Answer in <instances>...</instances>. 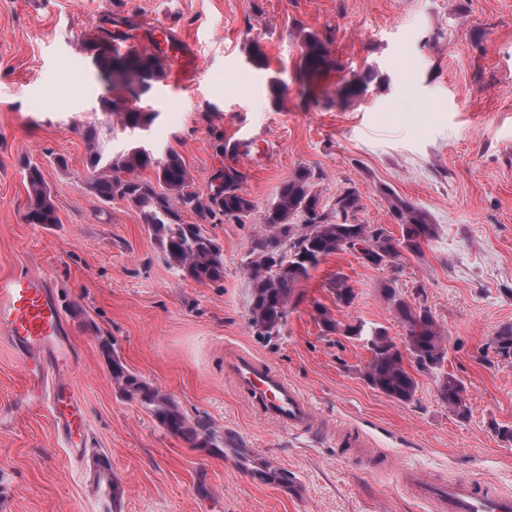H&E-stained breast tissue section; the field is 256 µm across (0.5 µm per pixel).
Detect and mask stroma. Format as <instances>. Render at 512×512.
Returning a JSON list of instances; mask_svg holds the SVG:
<instances>
[{"mask_svg":"<svg viewBox=\"0 0 512 512\" xmlns=\"http://www.w3.org/2000/svg\"><path fill=\"white\" fill-rule=\"evenodd\" d=\"M105 11L128 37L165 23L199 47L192 92L158 83L143 99L159 113L148 133L154 150L180 155L207 193L224 174L225 142L250 147L236 158L255 205L246 223L184 216L220 244L223 281L178 276L134 208L103 205L88 189L83 132L115 120L102 107L112 86L87 50ZM302 28L328 40L339 63L325 90L377 71L363 98L306 101ZM255 40L267 68L248 58ZM275 80L288 87L280 109ZM29 160L42 167L59 223L23 219ZM301 166L320 172L324 199L356 188L359 222L397 231L387 186L425 210L437 233L394 268L347 251L325 257L297 285L283 335L268 343L247 325L244 262L267 206ZM27 271L48 278L71 335L85 432L69 452L49 409L21 407L32 364L0 336V512H101L99 453L122 488L115 512H433L399 483L401 468L512 492V442L494 431L512 427V364L485 352L512 323V0H0V275ZM339 273L356 292L347 308L329 288ZM391 279L441 324L444 369L466 387L468 418L438 401L428 373H417L414 401H392L362 378L364 339L321 332L318 303L402 341L380 293ZM104 336L187 415L209 418L287 471L288 486L253 480L232 451L189 448L121 398L100 353ZM241 350L302 391L316 432L283 429L236 390L228 363ZM362 434L374 453L349 445Z\"/></svg>","mask_w":512,"mask_h":512,"instance_id":"obj_1","label":"stroma"}]
</instances>
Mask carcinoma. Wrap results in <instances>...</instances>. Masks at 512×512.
Instances as JSON below:
<instances>
[{"label": "carcinoma", "instance_id": "cac0c4a2", "mask_svg": "<svg viewBox=\"0 0 512 512\" xmlns=\"http://www.w3.org/2000/svg\"><path fill=\"white\" fill-rule=\"evenodd\" d=\"M301 57L299 76L308 96L319 101L324 93L314 81L339 68L328 42L315 32L300 30ZM89 52L105 74L128 63L121 77L112 80V99L106 110L117 116V124L108 135L126 140L127 148L116 158L99 146L100 132L87 127L84 136L98 144L88 156L91 169L90 189L104 204L125 201L140 212L143 224L159 243L166 264L185 279L200 284L224 280V255L219 243L206 235L199 224H190L185 213L198 216L220 211L224 217L241 224L254 209L244 192L246 174L234 166L224 167L223 185L204 194L194 186L183 159L174 152L158 153L148 147L146 132L157 117L139 105L142 97L159 81L165 65L156 54L121 53L107 43L92 41ZM373 80L372 71L354 73L336 87V98L357 99ZM151 169L155 180L139 173ZM320 174L302 166L279 187L263 218V232L256 234L246 257L249 274L247 322L253 334L270 341L282 335L288 321L289 305L295 286L309 275L321 259L339 252L356 254L366 266H391L407 251L421 252L422 244L437 232L428 213L401 198L392 189H382L389 200L390 212L400 231L394 235L381 224H362L356 214L362 209L356 189L347 187L336 194L332 206L322 203L316 189ZM27 200L24 221L28 224H59L60 217L43 172L35 163L23 168ZM336 305L349 307L356 297L348 278L338 274L330 283ZM380 292L406 331L398 345L384 329L370 332L371 359L362 372L373 389L399 403H408L417 392V381L405 368L411 362L420 372L436 375L440 403L459 418L469 414L466 387L456 376L441 372L448 349L442 328L429 307L412 302L390 280ZM318 324L327 335L346 338L362 335L364 325L343 323L324 306H316ZM487 348L502 362L512 364V323L501 326L487 342ZM100 352L110 369L112 382L120 396L137 402L167 433L182 439L189 447L224 453L223 447L235 440L220 434L204 416L188 417L173 398L143 376L131 371L113 347L112 341H100ZM96 487L111 498L114 483L112 466L104 454L95 457ZM254 480L265 485L288 486V474L269 461L252 462L245 467Z\"/></svg>", "mask_w": 512, "mask_h": 512}]
</instances>
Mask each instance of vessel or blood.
<instances>
[{
    "mask_svg": "<svg viewBox=\"0 0 512 512\" xmlns=\"http://www.w3.org/2000/svg\"><path fill=\"white\" fill-rule=\"evenodd\" d=\"M151 38H167L171 48L170 67L165 70V85L178 90L192 86L199 72L194 47L170 28L148 26ZM0 334L23 358H48L49 372L57 384L48 400L67 447L78 444L82 412L68 377L72 370L71 341L46 279L27 272L0 277ZM238 390L258 400L266 416L290 431L308 432L317 426L312 404L264 361L240 352L228 366ZM403 483L429 500L434 512H512V496L480 481H449L433 485L419 470L404 474Z\"/></svg>",
    "mask_w": 512,
    "mask_h": 512,
    "instance_id": "1",
    "label": "vessel or blood"
}]
</instances>
